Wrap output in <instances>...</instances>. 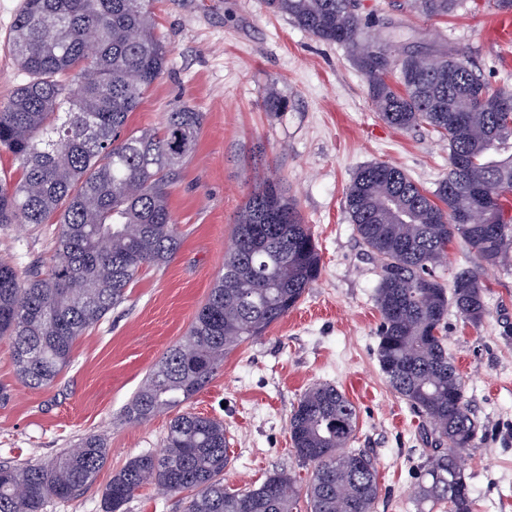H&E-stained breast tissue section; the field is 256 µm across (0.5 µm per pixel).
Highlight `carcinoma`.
<instances>
[{
  "instance_id": "obj_1",
  "label": "carcinoma",
  "mask_w": 512,
  "mask_h": 512,
  "mask_svg": "<svg viewBox=\"0 0 512 512\" xmlns=\"http://www.w3.org/2000/svg\"><path fill=\"white\" fill-rule=\"evenodd\" d=\"M446 17L466 0H408ZM312 36L344 45L363 71L380 118L398 130L425 127L448 145V176L432 192L384 162L361 167L345 209L366 251L380 262L375 300L382 322L377 357L392 390L429 422L435 441L415 491L418 502L472 512L459 459L475 446L477 422L445 345L448 309L472 325L488 314L483 272L512 251V91H492L462 57L411 53L366 38L354 0H265ZM28 80L0 107V147L21 177L0 175V225L57 224L49 270L22 277L0 261V336L11 340L23 386L51 385L76 341L125 299L144 266L180 247L168 188L194 152L204 113L178 105L159 129L126 131L128 116L164 74L169 49L149 0H24L12 36ZM487 200L479 224L449 231L455 215ZM461 238L478 266L448 289L436 276L448 244ZM321 258L296 200L279 181L256 187L235 219L224 274L210 288L184 340L166 352L125 412L141 422L202 391L234 346L263 335L318 280ZM295 457L314 468L306 486L286 471L240 491L224 487V424L183 413L170 420L158 454L132 457L112 475L102 512H122L147 485L188 492L184 512H376L374 462L346 448L357 427L353 403L316 384L290 414ZM97 436L51 464H0V512H44L72 498L105 465Z\"/></svg>"
}]
</instances>
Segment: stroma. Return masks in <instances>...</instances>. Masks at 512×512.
<instances>
[{"label": "stroma", "mask_w": 512, "mask_h": 512, "mask_svg": "<svg viewBox=\"0 0 512 512\" xmlns=\"http://www.w3.org/2000/svg\"><path fill=\"white\" fill-rule=\"evenodd\" d=\"M356 3L369 35L391 40L393 55L462 53L490 89H512V44H499L487 25L492 0H471L448 18L421 15L404 0ZM21 5L0 0V106L27 79L11 48ZM150 9L169 62L128 129L160 127L179 104L205 115L196 149L170 189L181 246L166 265L142 268L124 302L76 342L71 364L51 386L24 387L12 344L0 337V461L48 464L84 437L101 436L109 453L95 480L44 512H102L112 474L138 454L159 452L171 419L163 413L129 424L125 408L205 303L249 193L275 177L316 239L320 278L287 317L230 350L223 370L181 409L223 421L225 486L250 488L276 470L305 481L311 469L292 452L288 419L309 387L336 385L357 410L349 446L376 467L377 512H419L414 491L430 445L423 419L380 368L378 261L359 243L344 194L353 174L373 162L396 165L435 190L448 174L447 148L425 129L382 121L346 48L270 13L263 0H150ZM271 90L285 102L282 111L266 110ZM57 230L0 228V257L23 276L46 271ZM488 283L483 323L473 326L452 311L445 331L480 425L475 448L464 455L473 512H512V261Z\"/></svg>", "instance_id": "stroma-1"}]
</instances>
